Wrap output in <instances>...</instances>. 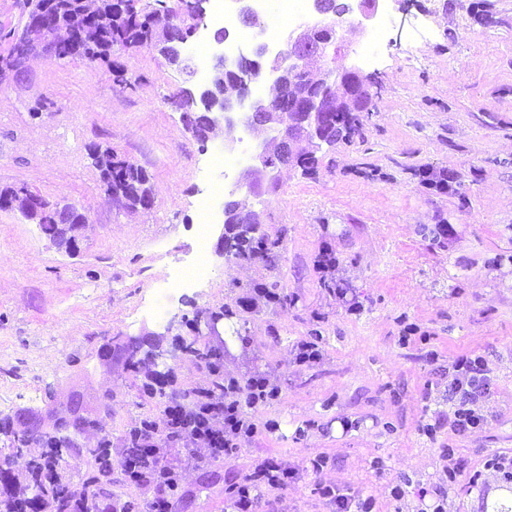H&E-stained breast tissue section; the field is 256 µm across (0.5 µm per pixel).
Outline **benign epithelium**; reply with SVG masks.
<instances>
[{
    "label": "benign epithelium",
    "mask_w": 512,
    "mask_h": 512,
    "mask_svg": "<svg viewBox=\"0 0 512 512\" xmlns=\"http://www.w3.org/2000/svg\"><path fill=\"white\" fill-rule=\"evenodd\" d=\"M208 0H182L185 12L190 14L194 24L188 33L167 27L170 42L176 48L177 58L167 55V43L151 44L149 48L160 55L166 64L178 71L189 59L187 45L194 39L203 24ZM380 7V0H348L347 12L352 17V24L342 30L335 29L329 23L326 13L319 8V0H309L306 21L291 30L285 37L286 49L270 56L267 47L257 44L248 54L240 57L232 74L235 78L234 88L227 91L232 99L228 108L216 103L217 97L211 90V83H191L184 88V95L191 98L203 110V113L186 115L183 118L185 128L198 139L205 141L214 136L224 135V145L231 147L235 143V132L243 125L263 127L273 132V138L279 146L280 154L291 157L300 142L315 141L320 138L321 128L325 123L327 112L332 109H353L358 106V94L369 83L371 75L365 73L358 65L336 72L329 67V57L334 55L338 46H348L366 38L373 26ZM83 16L75 15L65 21L56 18L51 3L44 2L35 9L33 17L23 20L11 30L9 39L15 47L14 54L0 61V82L21 76L27 62L33 56L45 59L54 58V49L60 44L80 47V26ZM317 43L314 57L304 61L306 70L321 74L320 81L336 84V102L332 103L316 96L310 91L309 83L293 85V93L288 98V111L274 110L270 99L252 90V86L263 83L262 77L267 72L280 77L293 76L295 53L311 43ZM266 153L255 155L244 171L249 187L257 191L263 184L274 183L275 171L280 163L265 161ZM17 197L0 200L1 210H12L22 206L23 216L35 223L45 221L49 207L43 198L20 187L16 188ZM53 211V220L60 224L70 238L67 252L77 250L76 230L85 226L89 218L86 213L73 204H58Z\"/></svg>",
    "instance_id": "obj_1"
}]
</instances>
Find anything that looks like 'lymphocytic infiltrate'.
<instances>
[{
	"label": "lymphocytic infiltrate",
	"instance_id": "lymphocytic-infiltrate-1",
	"mask_svg": "<svg viewBox=\"0 0 512 512\" xmlns=\"http://www.w3.org/2000/svg\"><path fill=\"white\" fill-rule=\"evenodd\" d=\"M215 383L207 388L172 392L160 419L144 418L127 431L115 457L123 484L151 489L147 512H171L181 485V468L169 457L181 449L188 463L222 462L254 437L257 428L246 416L249 409L266 405L280 396V388L270 376L244 379L228 377L221 362L208 367ZM490 390V380L481 357L465 355L448 370V399L455 402L452 426L464 434L478 428L482 415L473 406ZM48 468H31L25 485L11 476L0 477V512H54L51 499L36 500L30 490L48 484ZM294 472L269 460L257 462L245 474L237 491L224 505V512H257L262 487H287Z\"/></svg>",
	"mask_w": 512,
	"mask_h": 512
}]
</instances>
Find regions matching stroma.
I'll return each instance as SVG.
<instances>
[{"instance_id": "1", "label": "stroma", "mask_w": 512, "mask_h": 512, "mask_svg": "<svg viewBox=\"0 0 512 512\" xmlns=\"http://www.w3.org/2000/svg\"><path fill=\"white\" fill-rule=\"evenodd\" d=\"M391 9L371 61L358 42L331 62L373 77L360 128L331 145L304 143L310 168L279 167L276 191L233 194L261 213L274 263L220 254L222 226L212 224L208 279L162 301L156 316L142 309L195 249L196 201L223 145L186 132L174 104L183 75L151 49H122L95 63L34 58L0 85V189L26 187L90 220L70 254L0 210V462L11 473L24 476L41 453L12 448L4 424L19 410L38 412L48 432L67 407L107 412L121 446L164 403L139 396L129 358L176 387H204L210 376L183 348L193 340L219 351L225 375L256 367L276 379L280 398L248 416L279 429L223 463L186 468L174 512H224L229 487L266 457L295 476L265 492L261 512H332L324 485L372 496L374 512H415L417 490L445 482L447 512H488L486 494L503 482L484 463L512 456V0H391ZM106 148L146 172L152 210H125L104 191L93 155ZM439 170L455 176L445 194L426 183ZM437 224L453 236L435 238ZM326 252L336 258L329 275L317 268ZM261 285L280 301L243 311L239 298ZM220 309L215 333L193 334L192 322ZM303 341L319 347L318 362L296 363ZM111 342L112 359H100ZM470 354L483 357L491 388L475 405L483 425L458 435L437 418L454 411L449 366ZM97 439L90 430L63 449L67 480L91 478ZM445 448L464 461L453 481ZM319 455L329 463L315 473Z\"/></svg>"}]
</instances>
